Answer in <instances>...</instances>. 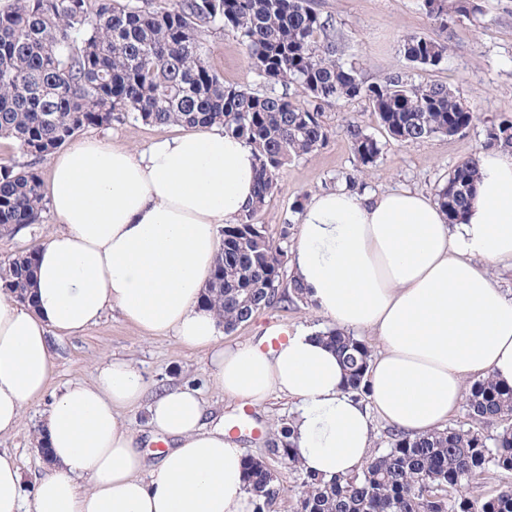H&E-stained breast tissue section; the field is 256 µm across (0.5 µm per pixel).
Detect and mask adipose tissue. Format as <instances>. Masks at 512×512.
Segmentation results:
<instances>
[{
    "instance_id": "1",
    "label": "adipose tissue",
    "mask_w": 512,
    "mask_h": 512,
    "mask_svg": "<svg viewBox=\"0 0 512 512\" xmlns=\"http://www.w3.org/2000/svg\"><path fill=\"white\" fill-rule=\"evenodd\" d=\"M254 150L224 130L192 128L135 151L84 139L50 160L44 196L58 220L34 251L32 300L0 294V435L41 400L54 368L51 335L76 336L107 309L149 336L208 350L225 395L258 405L296 401L293 452L303 471H356L376 421L409 435L447 423L466 380L512 388V298L486 267H512V153L478 155L462 223L412 190L313 195L290 265L316 311L381 348L369 393L344 389L335 351L314 327L276 349L226 346L202 295L222 247L219 229L255 202ZM130 360L105 359L92 382L54 394L36 436L50 469L26 488L0 451V512H252L245 454L192 386L146 399ZM144 406L147 436L122 420ZM168 445L148 463L145 440Z\"/></svg>"
}]
</instances>
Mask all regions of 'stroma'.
I'll use <instances>...</instances> for the list:
<instances>
[{"instance_id":"35a3bbf8","label":"stroma","mask_w":512,"mask_h":512,"mask_svg":"<svg viewBox=\"0 0 512 512\" xmlns=\"http://www.w3.org/2000/svg\"><path fill=\"white\" fill-rule=\"evenodd\" d=\"M315 3L322 17L328 18L335 28L341 62L354 66L364 83L376 84L402 73L417 84H443L474 111L475 119L468 129L455 136L437 135L419 143L400 144L387 136L366 100L342 101L327 109V143L281 169L274 196L257 216L274 243L287 251L296 242L300 206L314 193L345 185L351 179L359 192L412 189L435 195L449 173L479 149L487 126L500 118L512 117V0H481V14L453 18L444 29L431 21L421 0ZM410 35L445 41L447 53L442 63L436 67L409 63L401 44ZM203 39L210 64L225 83L260 88L261 82L235 30H209ZM352 122L379 142L381 153L373 164L361 165L356 158L347 132ZM179 131L176 125L115 122L87 128L83 135L106 136L113 143L141 149L160 135H175ZM54 226L55 218L46 210L39 223L14 233L0 232V262L40 241ZM273 324L292 332L308 326L323 329L329 327L330 321L305 302L277 306L259 311L225 334L223 342L233 345L256 341ZM52 343L55 369L49 389L53 392L69 382H92L98 365L112 356L126 358L136 365L149 394L181 383L199 388L208 415L223 416L228 426L247 423L250 431L241 435V445L246 454L266 457L281 488L277 510L290 512L301 490V476L287 461L268 453L267 441L274 437L282 422L294 419L292 400L275 395L255 406L226 396L211 381L209 351L185 347L171 335L144 337L116 309L107 311L99 324L83 334L56 337ZM48 406L45 400L30 406L23 423L0 436V451L16 457L29 484L44 472V461L34 446V438Z\"/></svg>"}]
</instances>
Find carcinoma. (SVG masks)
I'll return each mask as SVG.
<instances>
[{"label":"carcinoma","mask_w":512,"mask_h":512,"mask_svg":"<svg viewBox=\"0 0 512 512\" xmlns=\"http://www.w3.org/2000/svg\"><path fill=\"white\" fill-rule=\"evenodd\" d=\"M441 26L454 15L480 12L479 0H424ZM232 26L266 90L224 84L210 66L202 32ZM326 22L310 0H16L0 11V138L20 154L41 159L79 132L115 120L149 125L224 128L256 151L255 206L222 230V249L203 297L224 332L282 300L287 252L255 222L276 189L280 169L321 148L329 137L324 112L342 100L364 98L390 137L401 143L467 129L474 114L442 84L416 85L403 74L366 85L354 67L322 42ZM407 61L435 67L445 43L403 39ZM302 91L295 100L289 89ZM352 149L364 165L379 142L349 125ZM512 148V119L487 127L481 149ZM477 156L457 165L435 199L459 223L476 190ZM42 180L32 164L0 165V231L40 222ZM33 258L26 250L0 264V289L29 299ZM345 368L346 389L362 395L371 351L336 328L321 333ZM469 428L421 436L396 434L389 448L359 472L330 479L303 473L293 512H512V486L484 497L454 495L463 480L492 466L512 474V427L495 438L480 427L512 419V388L490 379L466 393ZM292 423L270 440L271 454L299 468L291 453ZM254 512H275L281 490L267 463L245 457Z\"/></svg>","instance_id":"cac0c4a2"}]
</instances>
